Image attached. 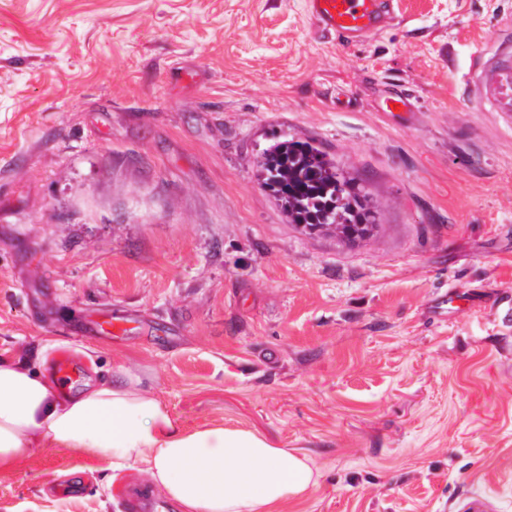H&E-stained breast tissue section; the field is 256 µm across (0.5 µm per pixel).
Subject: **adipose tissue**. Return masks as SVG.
Returning <instances> with one entry per match:
<instances>
[{"label":"adipose tissue","instance_id":"adipose-tissue-1","mask_svg":"<svg viewBox=\"0 0 512 512\" xmlns=\"http://www.w3.org/2000/svg\"><path fill=\"white\" fill-rule=\"evenodd\" d=\"M139 385L119 368L62 395L40 372L0 359V468L45 443L107 458L116 471L143 465L183 512H274L316 484L305 456L251 431L182 429Z\"/></svg>","mask_w":512,"mask_h":512}]
</instances>
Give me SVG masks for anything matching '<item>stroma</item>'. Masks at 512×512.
Wrapping results in <instances>:
<instances>
[{"label":"stroma","mask_w":512,"mask_h":512,"mask_svg":"<svg viewBox=\"0 0 512 512\" xmlns=\"http://www.w3.org/2000/svg\"><path fill=\"white\" fill-rule=\"evenodd\" d=\"M393 17L345 48L305 0H0V358L71 345L85 386L120 365L183 429L297 451L321 477L278 512H512V117L466 90L512 0ZM283 133L364 179L370 235L289 224L256 177ZM98 313L125 333H74ZM145 486L166 500L46 444L0 469V512Z\"/></svg>","instance_id":"stroma-1"}]
</instances>
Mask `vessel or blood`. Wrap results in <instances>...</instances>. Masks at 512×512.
<instances>
[{
	"mask_svg": "<svg viewBox=\"0 0 512 512\" xmlns=\"http://www.w3.org/2000/svg\"><path fill=\"white\" fill-rule=\"evenodd\" d=\"M307 13L322 32L343 46L362 42L386 29L392 20L390 0H306ZM478 83L487 88L493 109L512 115V55L484 67ZM52 369L60 388L76 385L82 371L71 349H58Z\"/></svg>",
	"mask_w": 512,
	"mask_h": 512,
	"instance_id": "b4317fda",
	"label": "vessel or blood"
}]
</instances>
